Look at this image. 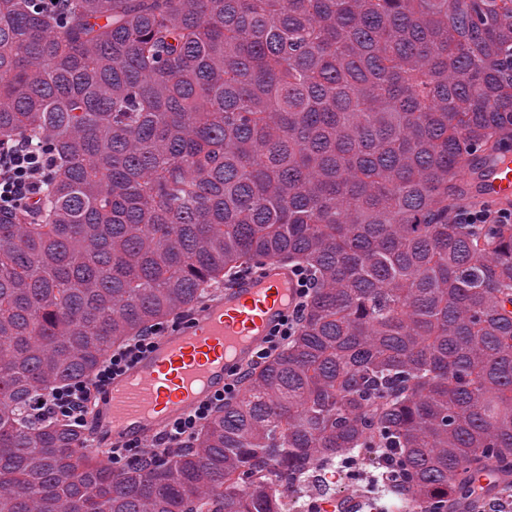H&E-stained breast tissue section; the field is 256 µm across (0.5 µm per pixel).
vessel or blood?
Listing matches in <instances>:
<instances>
[{
    "instance_id": "obj_1",
    "label": "vessel or blood",
    "mask_w": 512,
    "mask_h": 512,
    "mask_svg": "<svg viewBox=\"0 0 512 512\" xmlns=\"http://www.w3.org/2000/svg\"><path fill=\"white\" fill-rule=\"evenodd\" d=\"M482 194L512 203V156L485 168ZM294 273L269 261L232 287L194 305L131 367L114 376L92 414L96 448L161 435L177 419L223 390L233 368L247 366L295 305Z\"/></svg>"
}]
</instances>
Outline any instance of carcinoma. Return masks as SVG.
Returning <instances> with one entry per match:
<instances>
[{"label":"carcinoma","mask_w":512,"mask_h":512,"mask_svg":"<svg viewBox=\"0 0 512 512\" xmlns=\"http://www.w3.org/2000/svg\"><path fill=\"white\" fill-rule=\"evenodd\" d=\"M472 10L0 0V140L56 159L0 217V512H296L344 458L399 462L404 512L512 488V223L451 217L512 148V0ZM264 259L316 291L191 447L115 470L26 414Z\"/></svg>","instance_id":"carcinoma-1"}]
</instances>
